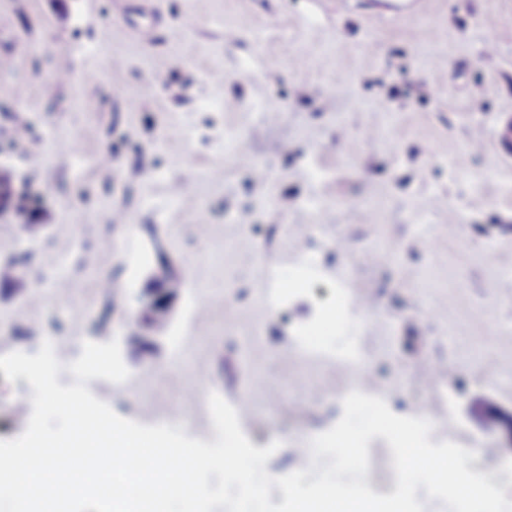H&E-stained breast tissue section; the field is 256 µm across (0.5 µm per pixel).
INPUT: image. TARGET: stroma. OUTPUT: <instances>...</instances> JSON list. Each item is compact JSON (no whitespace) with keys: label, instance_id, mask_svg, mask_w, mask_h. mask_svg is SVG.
I'll return each instance as SVG.
<instances>
[{"label":"stroma","instance_id":"1","mask_svg":"<svg viewBox=\"0 0 512 512\" xmlns=\"http://www.w3.org/2000/svg\"><path fill=\"white\" fill-rule=\"evenodd\" d=\"M141 2L163 20L150 45L113 0H0V30L43 49L0 67V177L12 187L0 341L33 355L62 337L66 386L84 342L118 340L132 382L93 379L92 394L144 425L158 400H179L186 435L206 442L209 394L250 396L245 434L257 448L279 442L265 468L289 474L335 425V386L354 378L299 333L337 288H360L372 298L355 315L361 366L376 393L401 416L430 405L434 432L464 448L494 439L501 452L483 474L512 465L501 431L512 415V158L495 145L512 121V0H427L404 15L385 0ZM14 128L48 154L32 161ZM173 181L187 191L173 194ZM457 208L465 221L451 238ZM118 210L128 223H113ZM300 230L315 233L319 283L271 304L267 271L301 261ZM133 253L148 260L131 278ZM172 274L181 287H168ZM113 277L116 298L101 288ZM156 294L159 322L144 307ZM197 297L213 310L192 330ZM436 362L448 365L437 386H414ZM31 395L25 378L0 373V440L24 432L14 405Z\"/></svg>","mask_w":512,"mask_h":512}]
</instances>
